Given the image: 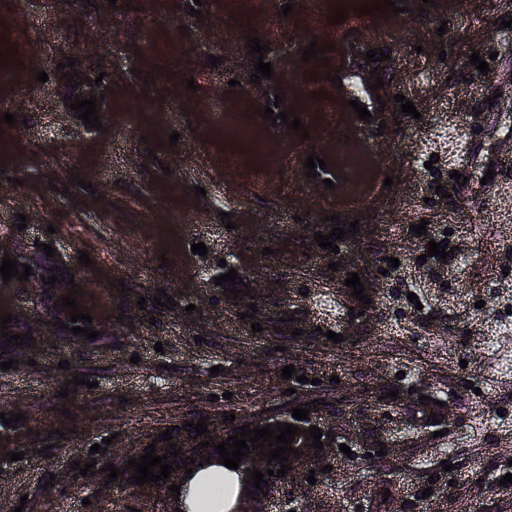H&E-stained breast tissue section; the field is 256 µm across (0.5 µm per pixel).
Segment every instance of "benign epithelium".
Instances as JSON below:
<instances>
[{
  "mask_svg": "<svg viewBox=\"0 0 512 512\" xmlns=\"http://www.w3.org/2000/svg\"><path fill=\"white\" fill-rule=\"evenodd\" d=\"M21 288L24 289V292L27 294L30 302L31 308L29 311V316L23 318L19 321L20 326L23 328L24 332L32 333L34 336H44L51 334V321L49 319L48 311L45 307V299L47 296V286L43 284V280L41 276L34 275L28 277V280L21 283ZM289 423L298 426L300 431L297 432L295 437V441L290 444V447L298 450V454L290 455L289 461L287 465L290 466V470L286 471V473L280 476H271L267 474V470H278L281 468V462L274 460L272 462H267V459L264 458V453L268 452V448H260L258 450L250 451L248 457H244L241 459V464H239V470L243 472V476H248L246 473V469H256L262 473H264V479L269 483L273 484L287 476H296L298 475L302 469L310 464H312L319 455L323 454V450H315V448L311 447L312 438H310L309 433H307V429L310 427V423L306 420L295 419L292 416H269L261 419L257 423H250V428H255L257 426H265L270 425V427H275L276 423ZM252 493V496H247V493ZM257 497H259V491H257L256 487L252 485V483L248 482L244 484L242 494L239 498V504L237 507V512H255L254 505L257 503Z\"/></svg>",
  "mask_w": 512,
  "mask_h": 512,
  "instance_id": "benign-epithelium-1",
  "label": "benign epithelium"
}]
</instances>
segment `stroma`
<instances>
[{
	"label": "stroma",
	"instance_id": "1",
	"mask_svg": "<svg viewBox=\"0 0 512 512\" xmlns=\"http://www.w3.org/2000/svg\"><path fill=\"white\" fill-rule=\"evenodd\" d=\"M364 2L376 0H321L311 30L305 0H267L278 24L271 37L254 0H167L162 18L153 0H0V54L17 74L0 81V101L17 117L0 122V239L68 255L77 306L107 326L94 340L42 337L21 362L0 337V357L14 361L0 370V413L25 416L13 428L0 422V512H163L148 488H106L103 466L124 467L164 431L185 437L193 414L220 433L232 427L228 414L258 421L307 403L310 422L334 438L323 459L331 470L312 484L302 474L270 487L261 499L270 512H512L499 486L512 472V335L499 338L496 358L482 342L486 322L506 320L502 294L512 289V223H500L484 167L512 165V83L499 75L512 66V27L502 25L512 0H435L428 10L403 0V13L369 14L387 34L389 80L419 115L367 127L325 111L318 97L336 92L328 68L350 61L336 11ZM149 37L177 43L179 69L144 52ZM250 37L267 45L274 70L257 84ZM313 41L327 49L316 70L301 59ZM475 52L488 74L471 65ZM71 58L77 73L101 80L100 129L70 108L76 91L59 67ZM273 104L303 132L254 119ZM451 121L464 131L461 160L429 170L412 159L414 141ZM243 126L274 166L233 157ZM364 137L370 169L347 173L349 194L364 196L373 178L394 184L332 253L316 235L330 233L342 198L283 160L300 145L330 155ZM256 181L260 198L242 197ZM423 220L427 232L416 235ZM433 240L451 246L449 257L428 256ZM201 242L203 256L191 250ZM83 252L91 265L80 264ZM232 268L248 295L216 285ZM351 273L368 302L345 286ZM162 291L173 308L154 304ZM325 316L336 318L339 341L320 331ZM287 365L295 378H281ZM82 375L88 385H72ZM101 442L106 452L92 453ZM11 452L21 460L9 461ZM79 461L96 462L94 476H81Z\"/></svg>",
	"mask_w": 512,
	"mask_h": 512
}]
</instances>
